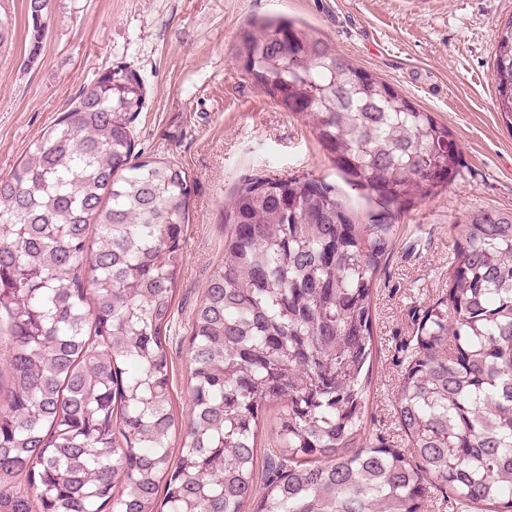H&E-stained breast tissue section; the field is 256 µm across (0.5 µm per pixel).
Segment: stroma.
<instances>
[{"instance_id": "obj_1", "label": "stroma", "mask_w": 512, "mask_h": 512, "mask_svg": "<svg viewBox=\"0 0 512 512\" xmlns=\"http://www.w3.org/2000/svg\"><path fill=\"white\" fill-rule=\"evenodd\" d=\"M28 0H0L12 39L0 47V175L8 174L96 75L123 63L148 99L134 123L145 155L180 163L191 185L174 319L175 410L188 405L187 345L206 281L224 258V201L242 177L338 173L310 127L245 79L234 59L257 17L304 21L339 53L448 126L461 176L402 213L374 297L373 399L367 430L393 435L392 391L416 319L448 286L454 222L475 210L512 211V131L497 112L495 33L512 0H52L46 37L30 58Z\"/></svg>"}]
</instances>
